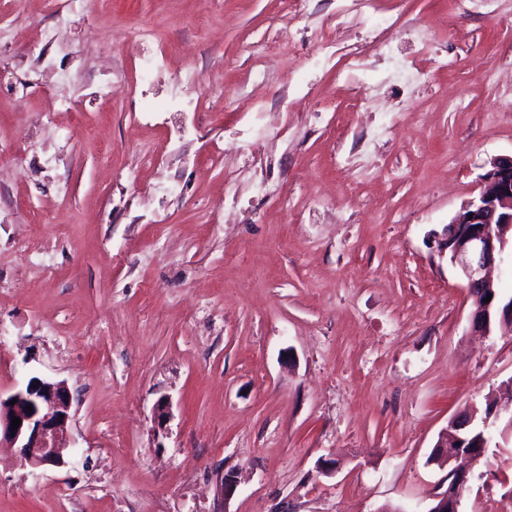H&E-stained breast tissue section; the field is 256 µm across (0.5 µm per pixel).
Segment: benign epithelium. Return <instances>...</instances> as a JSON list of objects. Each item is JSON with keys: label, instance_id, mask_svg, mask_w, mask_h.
<instances>
[{"label": "benign epithelium", "instance_id": "7a95c632", "mask_svg": "<svg viewBox=\"0 0 512 512\" xmlns=\"http://www.w3.org/2000/svg\"><path fill=\"white\" fill-rule=\"evenodd\" d=\"M484 188L479 196L467 201L436 236L439 252L458 267L465 288L473 299L470 315L473 328L489 333L494 328H512V303L496 301L497 292L489 272L496 260L503 259L512 244V156L490 163L483 175ZM492 298H487V295ZM73 396L64 381L32 378L25 387L3 397L0 395V445L17 449L21 465L33 469L45 465L60 467V441L66 436L71 419ZM32 411H27V406ZM495 410L474 411L450 422L452 440H441L437 458L448 465V489L433 496L427 512H460L467 488V476L453 460L466 457L474 462L484 457L490 444L491 421ZM157 426L164 427L171 418V403L161 397L153 411ZM20 418L17 430L10 431L12 420Z\"/></svg>", "mask_w": 512, "mask_h": 512}]
</instances>
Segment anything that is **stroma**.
I'll return each mask as SVG.
<instances>
[{"instance_id":"obj_1","label":"stroma","mask_w":512,"mask_h":512,"mask_svg":"<svg viewBox=\"0 0 512 512\" xmlns=\"http://www.w3.org/2000/svg\"><path fill=\"white\" fill-rule=\"evenodd\" d=\"M53 2L0 0V144L24 147L0 178V391L67 382L68 464L33 470L0 447V512H428L449 420L512 381V329L472 331L433 248L512 156V0H311L305 31L343 17L329 62L273 26L279 0H92L41 55ZM134 25L166 59L142 85L121 45ZM273 38L257 78L241 47ZM189 71L223 73L225 103L279 113V134L246 133L210 97L171 110ZM498 500L506 401L460 509Z\"/></svg>"}]
</instances>
